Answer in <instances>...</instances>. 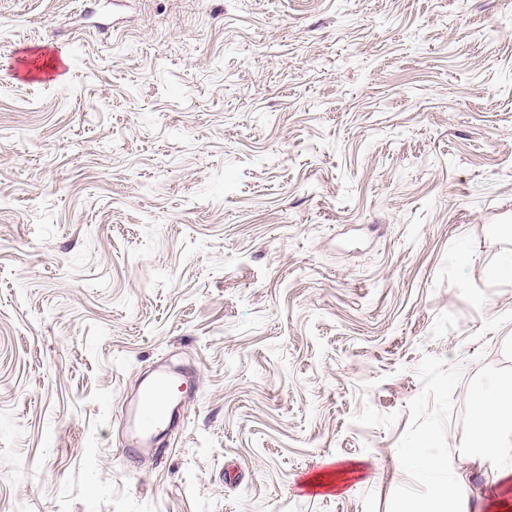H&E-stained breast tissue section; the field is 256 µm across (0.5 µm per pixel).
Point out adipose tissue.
Returning <instances> with one entry per match:
<instances>
[{"label":"adipose tissue","instance_id":"adipose-tissue-1","mask_svg":"<svg viewBox=\"0 0 512 512\" xmlns=\"http://www.w3.org/2000/svg\"><path fill=\"white\" fill-rule=\"evenodd\" d=\"M474 434L484 456L500 460L502 483L512 484V377L473 390ZM416 466L432 480L433 512H474L469 489L460 484L439 457L419 458Z\"/></svg>","mask_w":512,"mask_h":512}]
</instances>
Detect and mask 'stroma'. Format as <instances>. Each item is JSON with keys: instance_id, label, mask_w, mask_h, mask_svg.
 <instances>
[{"instance_id": "35a3bbf8", "label": "stroma", "mask_w": 512, "mask_h": 512, "mask_svg": "<svg viewBox=\"0 0 512 512\" xmlns=\"http://www.w3.org/2000/svg\"><path fill=\"white\" fill-rule=\"evenodd\" d=\"M508 224L512 0H0V512L488 493ZM156 366L196 389L129 458ZM415 464L432 479L433 512H474L469 489L460 484L448 465L440 457L412 458L407 465Z\"/></svg>"}]
</instances>
